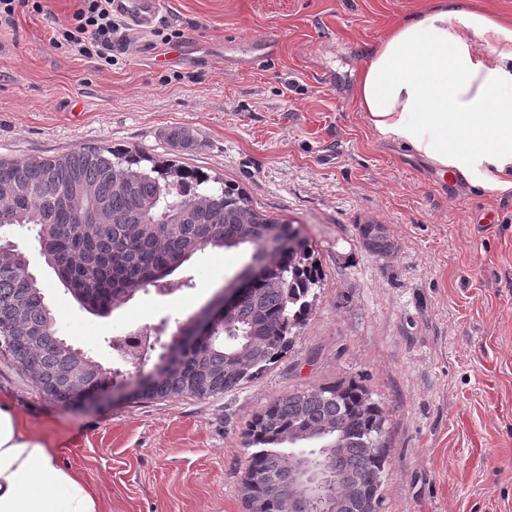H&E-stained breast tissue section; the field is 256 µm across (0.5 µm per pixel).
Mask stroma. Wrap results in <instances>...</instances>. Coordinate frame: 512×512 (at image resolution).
<instances>
[{
    "label": "stroma",
    "mask_w": 512,
    "mask_h": 512,
    "mask_svg": "<svg viewBox=\"0 0 512 512\" xmlns=\"http://www.w3.org/2000/svg\"><path fill=\"white\" fill-rule=\"evenodd\" d=\"M428 0H167L150 38L197 40L200 69L156 68L121 52L112 68L55 48L51 22L78 0L17 7L0 21V159L83 147L135 149L239 187L292 223L322 273L312 311L277 363L206 399L65 407L0 356V400L95 486L102 512H244L243 433L270 399L355 381L385 415L381 512H512V195L455 188L409 150L380 141L354 103L359 70L393 23ZM272 42L264 62L241 66ZM175 126L197 150L173 154ZM386 225L391 255L358 227ZM25 252L59 336L105 368L110 341L139 326L170 341L250 257L195 254L101 317L48 266L32 226L0 227ZM170 147L180 152H192L200 145L198 134L188 127H176L165 134Z\"/></svg>",
    "instance_id": "stroma-1"
}]
</instances>
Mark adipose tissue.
<instances>
[{
  "label": "adipose tissue",
  "instance_id": "1",
  "mask_svg": "<svg viewBox=\"0 0 512 512\" xmlns=\"http://www.w3.org/2000/svg\"><path fill=\"white\" fill-rule=\"evenodd\" d=\"M359 111L383 141L440 175L512 193V22L432 0L391 28L365 59ZM0 512H101L47 440L0 403Z\"/></svg>",
  "mask_w": 512,
  "mask_h": 512
}]
</instances>
